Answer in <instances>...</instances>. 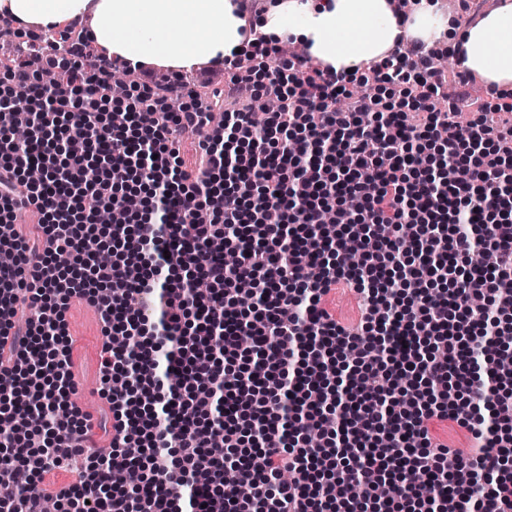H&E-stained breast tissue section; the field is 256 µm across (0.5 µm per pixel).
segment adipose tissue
<instances>
[{
	"label": "adipose tissue",
	"mask_w": 512,
	"mask_h": 512,
	"mask_svg": "<svg viewBox=\"0 0 512 512\" xmlns=\"http://www.w3.org/2000/svg\"><path fill=\"white\" fill-rule=\"evenodd\" d=\"M0 12L47 31L89 19L94 45L134 66L189 69L251 39L235 0H0ZM259 29L268 45H300L339 73L381 60L402 39L439 42L486 87L512 95V0L464 27L433 0L405 22L391 0H276Z\"/></svg>",
	"instance_id": "adipose-tissue-1"
}]
</instances>
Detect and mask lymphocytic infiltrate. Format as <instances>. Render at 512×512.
I'll return each instance as SVG.
<instances>
[{"mask_svg":"<svg viewBox=\"0 0 512 512\" xmlns=\"http://www.w3.org/2000/svg\"><path fill=\"white\" fill-rule=\"evenodd\" d=\"M26 45L52 66L20 59L0 72V222L33 208L45 247L16 231L0 238L13 256L0 263V340L14 342L12 382L0 386V512H43L44 474L74 467L78 482L55 495L59 512H239L224 480L231 459L253 512H439L447 495L454 512H512L502 473L512 463V350L497 342L512 334V123L493 127L482 109L459 123L452 98L434 110L448 74L418 44L371 65L399 91L385 101L353 94L351 75L256 41L232 53L230 82L265 79L279 111L258 121L192 93L169 112L165 87L138 80L115 126L103 113L108 68L60 40ZM407 107L417 121H405ZM26 115L31 134L19 142L10 131ZM176 132L199 137L195 175ZM31 167L42 182L25 180ZM86 195L110 210L107 229L80 206ZM343 197L356 202L346 222L323 225ZM353 224L363 228L359 268L345 259ZM102 235L109 262L86 247ZM220 236L236 265L207 254ZM62 249L73 277L50 261ZM484 249L493 269L472 264ZM142 257L149 273L128 280ZM245 280L262 289L246 314L234 303ZM340 282L361 296L353 330L321 305ZM75 296L94 305L104 335L128 338L103 350L104 454L87 452L86 415L69 402ZM443 420L484 447L461 459L431 431ZM41 426L54 435L35 451ZM140 464L145 479L113 485V468ZM385 484L395 497L376 496Z\"/></svg>","mask_w":512,"mask_h":512,"instance_id":"obj_1","label":"lymphocytic infiltrate"}]
</instances>
